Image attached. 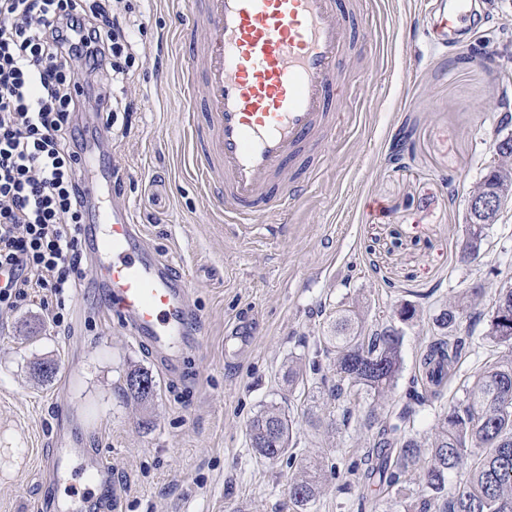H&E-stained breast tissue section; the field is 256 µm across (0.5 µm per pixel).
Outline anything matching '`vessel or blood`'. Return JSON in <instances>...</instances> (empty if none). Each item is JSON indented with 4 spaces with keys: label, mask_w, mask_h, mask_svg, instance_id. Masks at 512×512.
<instances>
[{
    "label": "vessel or blood",
    "mask_w": 512,
    "mask_h": 512,
    "mask_svg": "<svg viewBox=\"0 0 512 512\" xmlns=\"http://www.w3.org/2000/svg\"><path fill=\"white\" fill-rule=\"evenodd\" d=\"M466 17L463 0H455L434 29L447 37ZM187 24L201 30L193 44L202 86L194 109L204 117L194 134L200 177L223 205L225 222L276 217L288 206L290 187L324 163L321 145L336 130L347 88L340 61L366 25L359 0H201ZM85 185L94 222L82 245L101 303L174 370L184 341L201 335L188 279L140 247L141 227L127 209H101L102 195L112 190L110 167L88 157ZM52 442L44 475L60 479L78 460L85 481L73 487L71 503L89 504L95 488L108 486L103 460L61 427L53 428Z\"/></svg>",
    "instance_id": "b4317fda"
}]
</instances>
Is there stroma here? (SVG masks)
Instances as JSON below:
<instances>
[{
  "instance_id": "stroma-1",
  "label": "stroma",
  "mask_w": 512,
  "mask_h": 512,
  "mask_svg": "<svg viewBox=\"0 0 512 512\" xmlns=\"http://www.w3.org/2000/svg\"><path fill=\"white\" fill-rule=\"evenodd\" d=\"M126 2L136 110L130 134L98 137L121 178L107 203L128 204L144 244L184 269L201 341L169 379L147 346L107 320L87 278L62 324L46 290L0 308V512H33L35 500L64 497L65 483L79 480L73 462L60 486L40 481L60 409L110 467L120 512H288L291 469L257 454L247 431L270 404L292 421L294 454L332 468L310 512H404L419 485L406 480L381 494L364 478L368 404L324 391L319 338L339 305L365 306L371 325L400 303L415 305L402 376L383 402L395 412L423 377L434 318L460 291L482 287L460 328L466 346L455 370L440 397L416 409L420 438L488 361L512 352L487 334L499 288L512 286V203L487 229L477 260L459 254L465 200L493 165L495 141L512 136V0H474L456 49L432 46L440 0H365L367 26L342 70L369 82L342 102L323 167L276 224L225 223L192 164L193 102L183 81L192 59L181 42L188 0ZM238 321L252 340L231 359L224 337ZM298 357L320 370L291 393L282 377ZM46 359L57 371L41 381L34 368ZM133 368L157 385L150 403L123 393Z\"/></svg>"
}]
</instances>
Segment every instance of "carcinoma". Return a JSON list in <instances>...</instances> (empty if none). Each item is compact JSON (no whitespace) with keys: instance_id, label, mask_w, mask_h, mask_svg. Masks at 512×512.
Masks as SVG:
<instances>
[{"instance_id":"cac0c4a2","label":"carcinoma","mask_w":512,"mask_h":512,"mask_svg":"<svg viewBox=\"0 0 512 512\" xmlns=\"http://www.w3.org/2000/svg\"><path fill=\"white\" fill-rule=\"evenodd\" d=\"M479 186L501 193H512V153L498 158ZM486 218L469 219L463 240L464 255L480 252L486 236ZM482 293L480 288L461 291L454 303L435 319L436 333L421 359L427 391L436 395L443 386L444 374L458 363L463 345L457 336L461 319L469 316ZM512 314V288L499 290L495 312L490 320V334L512 349V334H499L497 315ZM404 332L396 324L368 333L364 317L353 307L341 306L331 320L330 335L324 337L326 354L336 384L328 388L334 398L366 396L381 398L398 383L402 372ZM316 371L300 361H293L283 375L292 388L304 380L307 371ZM143 378L149 390H133V380ZM156 385L152 376L135 369L126 376V393L136 401L154 397ZM413 408L405 407L396 422L385 418L375 436V448H399L393 460L384 459L371 468L379 475L378 483L392 487L400 477L416 470L422 448H430L431 465L423 474L420 512H512V354L489 365L466 390L462 400L439 416L435 432L423 442L405 431ZM251 446L263 457L278 461L290 455L292 428L281 410L271 405L249 422ZM460 469L467 480L453 494H448V474ZM324 465L316 459L298 462L288 485L292 512H309L320 493Z\"/></svg>"}]
</instances>
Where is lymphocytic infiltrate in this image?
Masks as SVG:
<instances>
[{
  "instance_id": "obj_1",
  "label": "lymphocytic infiltrate",
  "mask_w": 512,
  "mask_h": 512,
  "mask_svg": "<svg viewBox=\"0 0 512 512\" xmlns=\"http://www.w3.org/2000/svg\"><path fill=\"white\" fill-rule=\"evenodd\" d=\"M132 54L126 19L102 0H0V307L42 288L65 308L83 277L79 115L107 98V125L132 112Z\"/></svg>"
}]
</instances>
